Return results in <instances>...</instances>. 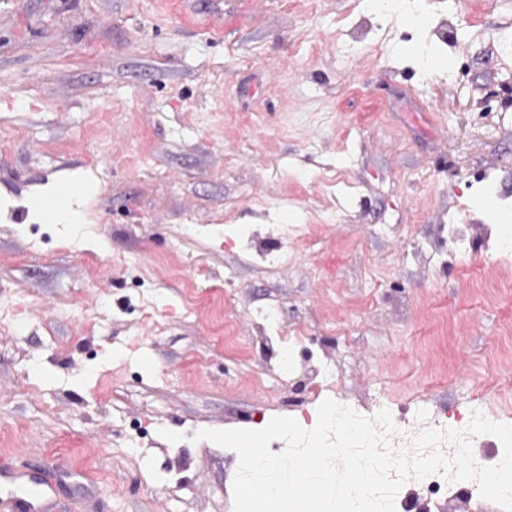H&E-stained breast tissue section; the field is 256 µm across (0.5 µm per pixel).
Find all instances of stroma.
Wrapping results in <instances>:
<instances>
[{
    "instance_id": "1",
    "label": "stroma",
    "mask_w": 512,
    "mask_h": 512,
    "mask_svg": "<svg viewBox=\"0 0 512 512\" xmlns=\"http://www.w3.org/2000/svg\"><path fill=\"white\" fill-rule=\"evenodd\" d=\"M0 0V459L84 512H235L203 429L335 392L512 417V0ZM445 56L450 69L429 61ZM498 96L486 100L488 91ZM83 180L79 224L35 192ZM287 241L292 261L267 250Z\"/></svg>"
}]
</instances>
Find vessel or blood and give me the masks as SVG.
Wrapping results in <instances>:
<instances>
[{"label":"vessel or blood","instance_id":"1","mask_svg":"<svg viewBox=\"0 0 512 512\" xmlns=\"http://www.w3.org/2000/svg\"><path fill=\"white\" fill-rule=\"evenodd\" d=\"M0 499L5 512H57L55 485L52 479H39L30 473L4 464L0 466Z\"/></svg>","mask_w":512,"mask_h":512}]
</instances>
